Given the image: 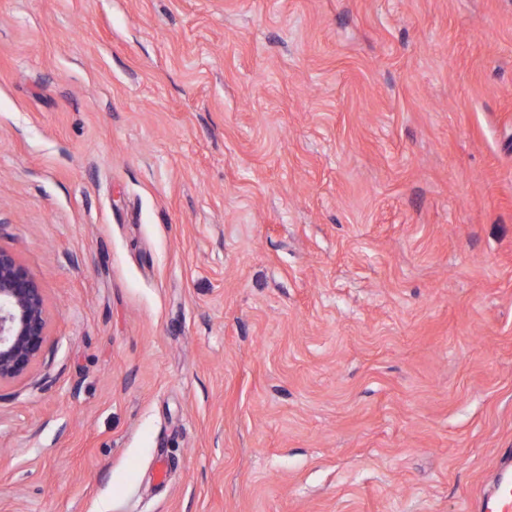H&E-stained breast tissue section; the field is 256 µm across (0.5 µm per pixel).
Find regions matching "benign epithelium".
<instances>
[{"label": "benign epithelium", "mask_w": 512, "mask_h": 512, "mask_svg": "<svg viewBox=\"0 0 512 512\" xmlns=\"http://www.w3.org/2000/svg\"><path fill=\"white\" fill-rule=\"evenodd\" d=\"M46 325L39 283L0 249V385L28 373L42 352Z\"/></svg>", "instance_id": "1"}]
</instances>
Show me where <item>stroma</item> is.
I'll list each match as a JSON object with an SVG mask.
<instances>
[{
	"mask_svg": "<svg viewBox=\"0 0 512 512\" xmlns=\"http://www.w3.org/2000/svg\"><path fill=\"white\" fill-rule=\"evenodd\" d=\"M0 249L47 316L0 512H468L512 448V0H0Z\"/></svg>",
	"mask_w": 512,
	"mask_h": 512,
	"instance_id": "35a3bbf8",
	"label": "stroma"
}]
</instances>
